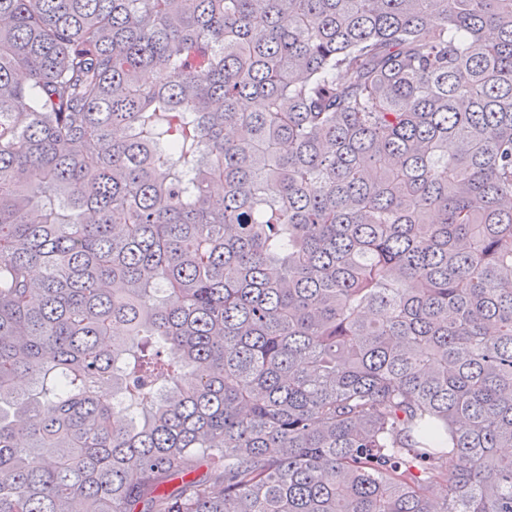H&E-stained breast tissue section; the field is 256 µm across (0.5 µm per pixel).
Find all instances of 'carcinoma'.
Wrapping results in <instances>:
<instances>
[{
  "label": "carcinoma",
  "mask_w": 512,
  "mask_h": 512,
  "mask_svg": "<svg viewBox=\"0 0 512 512\" xmlns=\"http://www.w3.org/2000/svg\"><path fill=\"white\" fill-rule=\"evenodd\" d=\"M503 448L512 0H0V512H512Z\"/></svg>",
  "instance_id": "cac0c4a2"
}]
</instances>
